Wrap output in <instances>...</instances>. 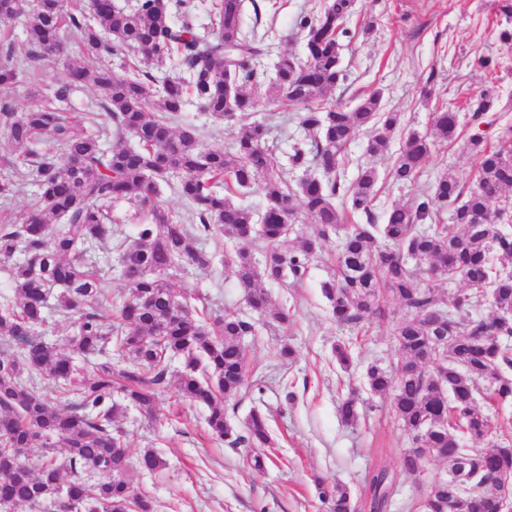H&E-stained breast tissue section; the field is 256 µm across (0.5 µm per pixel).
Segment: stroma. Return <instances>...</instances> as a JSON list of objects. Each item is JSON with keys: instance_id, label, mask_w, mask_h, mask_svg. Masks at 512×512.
I'll list each match as a JSON object with an SVG mask.
<instances>
[{"instance_id": "1", "label": "stroma", "mask_w": 512, "mask_h": 512, "mask_svg": "<svg viewBox=\"0 0 512 512\" xmlns=\"http://www.w3.org/2000/svg\"><path fill=\"white\" fill-rule=\"evenodd\" d=\"M321 2L245 0L244 22L276 32L272 54L284 52L302 61L306 53L297 22ZM505 26L497 0H356L346 22L349 35L342 40V64L350 79L329 93L325 103L349 109L377 91L387 109L400 113L404 130L423 134L430 130L437 107L465 111L470 96L491 84L504 111L498 127L484 128L483 134L495 140L499 126L512 124V45L499 39ZM482 54L498 60L494 73L473 67L474 57ZM431 73L436 80L429 85L425 79ZM254 118L270 120L272 152L285 167L288 183L299 181L302 171L286 168L292 145L305 136L299 112L262 96L256 100ZM459 132L456 142L436 146L421 183L450 173L463 185L471 184L474 165L465 140L474 127L465 124ZM367 139V132L361 131L349 144L345 175L354 180L365 164L377 169L374 212L380 215L394 203L409 201L414 191L394 185V156L365 153ZM220 243L212 265L184 267L171 284L176 292L201 296L211 314H248L230 263L236 244L225 237ZM336 248V242L326 243L297 286L269 285L273 304L289 310L288 327L260 321L255 335L244 339L249 363L263 386L241 392L224 409L238 429L252 408L268 414L275 445L265 451V469L252 467L254 449L233 448L213 436L205 408L184 399L176 382L158 394L159 422L149 423L132 407L120 413L118 424L132 455L152 449L167 462L153 474L130 471L135 491L151 498L158 512H322L315 492L319 478L345 485L354 512H369L367 477L381 466L398 475L389 512H409V503L419 500L426 484L446 476V463L436 459L428 460L419 475L400 473L409 437L392 415L388 399L371 395L365 385L368 366L386 367L399 357L392 324L373 321L353 329L333 320L321 285L336 274ZM339 342L353 347L356 362L350 369H341L333 355ZM286 345L293 348V359L281 358ZM353 390L360 397L359 419L346 425L337 406Z\"/></svg>"}]
</instances>
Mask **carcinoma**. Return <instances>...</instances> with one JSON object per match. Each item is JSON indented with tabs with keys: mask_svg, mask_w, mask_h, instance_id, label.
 <instances>
[{
	"mask_svg": "<svg viewBox=\"0 0 512 512\" xmlns=\"http://www.w3.org/2000/svg\"><path fill=\"white\" fill-rule=\"evenodd\" d=\"M244 0H212V39L203 40L190 21L193 0H135L130 8L114 0H0V17L24 18L26 58L18 60L8 35L0 37V130L27 146L24 166L8 161L0 174V196L26 182L36 187L23 221L0 224V259L9 267L14 298L0 301V506L40 508L65 501L83 512H156L154 502L135 493L133 468L120 411L136 408L155 419L156 395L167 383L169 361L182 359L178 386L188 401L207 410L206 423L229 444L251 448L272 444L269 417L253 408L238 432L227 420L224 401L248 385L253 368L242 339L254 335L252 318L213 316L200 309V297L177 299L170 279L186 263L205 267L214 253L204 241L228 235L238 241L232 265L249 309L259 318L288 324V313L270 308L266 284L299 283L309 262L333 235H340L339 274L322 286L336 323L358 326L387 316L381 299L389 295L404 317L393 335L400 357L390 369L371 365L369 391L390 399L394 415L411 437L401 471L413 475L438 458L456 468L466 461L479 496L461 512H500L512 495V442H496V431L478 398L512 401V233L504 229L503 205L512 190V125L496 141L472 134L467 148L476 157V179L465 188L442 174L417 189L410 202L391 205L376 223L374 202L379 174L361 165L346 182L344 152L355 134L370 132L366 153H388L400 114L384 111L375 92L351 109L323 105L326 94L347 81L341 63V37L354 0H325L299 17L307 61L279 55L273 75L257 63L269 53L268 35L243 23ZM80 38L87 58L115 57L88 71L69 58L63 33ZM145 57L161 69L169 64L188 75L160 78L138 65ZM57 72L53 98L66 104L87 81L101 97L97 111L112 120L116 146L68 121L55 107L17 110L11 93L23 73ZM280 99L301 112L310 142L288 155L306 176L292 186L274 174L265 145L266 125L251 120L255 94ZM239 126L233 150L201 143L194 123L176 125L187 103ZM499 94L483 88L468 101L474 123L493 125ZM458 113H433L432 130L404 134L393 166L394 181L414 184L440 141L456 138ZM47 135L51 147L40 146ZM173 187L190 210L192 224L161 200ZM261 189L265 207L256 211L227 194ZM342 205H336V200ZM125 201L143 217L134 240L124 246L123 276L128 297L112 308L106 297L105 247L112 240V204ZM448 210L450 223H441ZM310 215L318 230L292 250L282 248L298 212ZM266 244L263 263L250 245ZM461 279L466 291L447 294L438 283ZM70 322L72 334L58 346L36 336L49 325L50 301ZM488 304L487 315L475 310ZM117 348L127 355L118 367L109 358ZM87 362L78 369L76 360ZM54 380L59 404L39 390ZM27 379L29 385L22 384ZM341 420L359 417L353 396L338 406ZM486 444L468 448L463 440ZM35 446L48 452L34 465L24 461ZM140 470L155 472L166 462L154 451L140 453ZM90 469L105 480L84 478ZM396 476L379 468L368 477L370 512H386ZM324 512H351L347 488L317 482ZM458 485L436 481L425 494L422 512H454Z\"/></svg>",
	"mask_w": 512,
	"mask_h": 512,
	"instance_id": "cac0c4a2",
	"label": "carcinoma"
}]
</instances>
